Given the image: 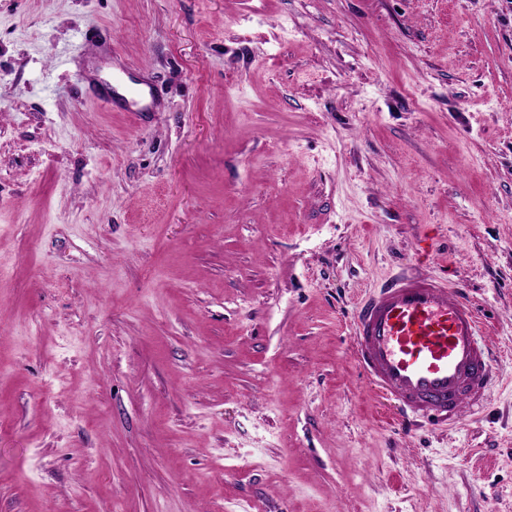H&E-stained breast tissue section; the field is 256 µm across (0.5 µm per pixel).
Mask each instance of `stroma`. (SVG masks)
Instances as JSON below:
<instances>
[{
    "label": "stroma",
    "instance_id": "stroma-1",
    "mask_svg": "<svg viewBox=\"0 0 512 512\" xmlns=\"http://www.w3.org/2000/svg\"><path fill=\"white\" fill-rule=\"evenodd\" d=\"M0 512H512V0H0ZM403 270L495 380L400 425ZM481 328L459 289L401 272L355 309L354 357L369 382L400 402L403 419L440 424L478 404L494 378Z\"/></svg>",
    "mask_w": 512,
    "mask_h": 512
}]
</instances>
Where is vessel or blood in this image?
<instances>
[{
  "mask_svg": "<svg viewBox=\"0 0 512 512\" xmlns=\"http://www.w3.org/2000/svg\"><path fill=\"white\" fill-rule=\"evenodd\" d=\"M351 330L360 371L400 402L404 419L452 420L494 378L477 309L437 280L392 276L361 300Z\"/></svg>",
  "mask_w": 512,
  "mask_h": 512,
  "instance_id": "vessel-or-blood-1",
  "label": "vessel or blood"
}]
</instances>
